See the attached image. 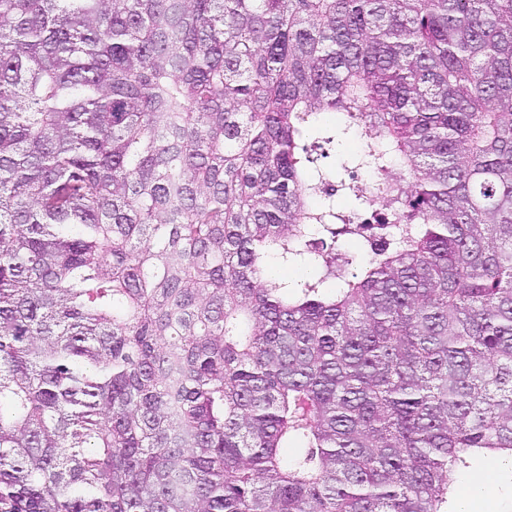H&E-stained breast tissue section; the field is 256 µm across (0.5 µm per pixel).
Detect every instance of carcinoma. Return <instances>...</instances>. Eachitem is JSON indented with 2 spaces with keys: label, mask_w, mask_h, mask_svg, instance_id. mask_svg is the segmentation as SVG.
Listing matches in <instances>:
<instances>
[{
  "label": "carcinoma",
  "mask_w": 512,
  "mask_h": 512,
  "mask_svg": "<svg viewBox=\"0 0 512 512\" xmlns=\"http://www.w3.org/2000/svg\"><path fill=\"white\" fill-rule=\"evenodd\" d=\"M495 455L512 0H0V512H455ZM330 135H333V133L323 132L321 135H319V139H311L307 143L308 145H311L312 142L319 141L318 143L321 148L315 149V147H312L315 149L314 155H318L319 164L326 168H336L338 164L339 154L354 152L358 147V143L353 139H342L338 142V144L336 140L333 143L328 144L324 142L325 139L321 138Z\"/></svg>",
  "instance_id": "cac0c4a2"
}]
</instances>
